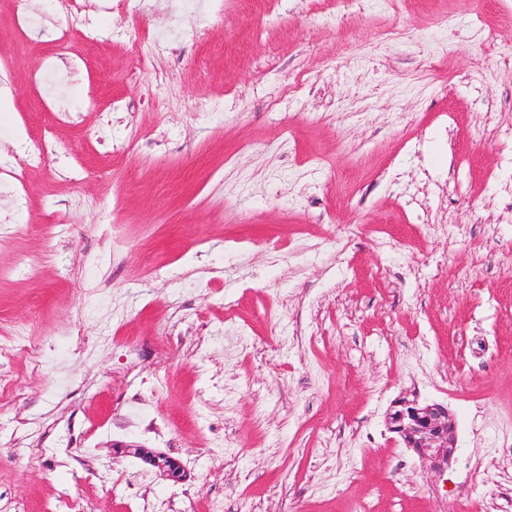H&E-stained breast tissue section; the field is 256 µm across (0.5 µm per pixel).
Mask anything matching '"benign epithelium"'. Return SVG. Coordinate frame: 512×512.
Segmentation results:
<instances>
[{"label":"benign epithelium","instance_id":"7a95c632","mask_svg":"<svg viewBox=\"0 0 512 512\" xmlns=\"http://www.w3.org/2000/svg\"><path fill=\"white\" fill-rule=\"evenodd\" d=\"M386 424L390 432L400 437L405 447L414 449L433 470H441L442 465L451 460L455 421L444 405L421 404L416 399L402 397L394 402L387 413ZM112 447L119 449L122 454L136 457L168 480L179 482L186 478L181 464L170 456L137 443L115 441Z\"/></svg>","mask_w":512,"mask_h":512}]
</instances>
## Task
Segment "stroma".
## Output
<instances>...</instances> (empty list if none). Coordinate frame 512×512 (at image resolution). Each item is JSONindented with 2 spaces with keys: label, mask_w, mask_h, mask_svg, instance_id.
<instances>
[{
  "label": "stroma",
  "mask_w": 512,
  "mask_h": 512,
  "mask_svg": "<svg viewBox=\"0 0 512 512\" xmlns=\"http://www.w3.org/2000/svg\"><path fill=\"white\" fill-rule=\"evenodd\" d=\"M58 12L0 0V341L42 347L0 365V505L501 512L512 0H110L62 49ZM403 396L453 415L444 471L388 431ZM112 448H118L121 454L132 455L141 460L145 465H149L156 472L168 480L179 482L185 480L186 473L181 464L174 458L165 454L154 452L144 448L137 443H128L123 441L113 442Z\"/></svg>",
  "instance_id": "stroma-1"
}]
</instances>
